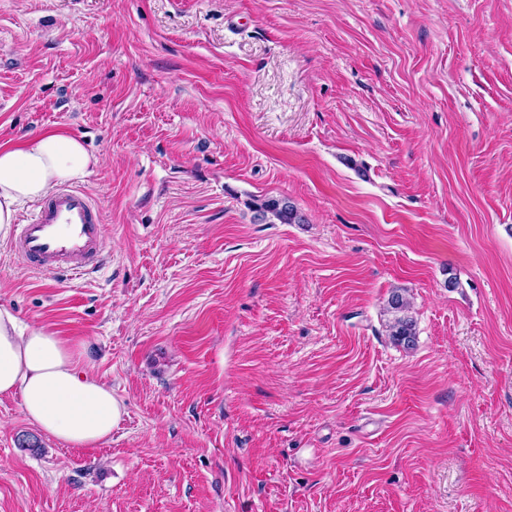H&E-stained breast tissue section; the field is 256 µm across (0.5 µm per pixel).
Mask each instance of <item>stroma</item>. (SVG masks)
Masks as SVG:
<instances>
[{"label": "stroma", "mask_w": 512, "mask_h": 512, "mask_svg": "<svg viewBox=\"0 0 512 512\" xmlns=\"http://www.w3.org/2000/svg\"><path fill=\"white\" fill-rule=\"evenodd\" d=\"M50 127L103 261L0 243V305L125 415L0 396V512H512V0H0V144ZM256 208L271 223H275L271 220H277L281 224H293L299 218L295 207L285 199L268 198ZM410 309L411 301L405 293L393 290L387 301V311L396 313L394 321L388 325L390 336L406 347L413 346L416 336V322L408 316Z\"/></svg>", "instance_id": "stroma-1"}]
</instances>
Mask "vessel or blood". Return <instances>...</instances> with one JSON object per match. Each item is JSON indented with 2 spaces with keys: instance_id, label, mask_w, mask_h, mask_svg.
I'll return each mask as SVG.
<instances>
[{
  "instance_id": "1",
  "label": "vessel or blood",
  "mask_w": 512,
  "mask_h": 512,
  "mask_svg": "<svg viewBox=\"0 0 512 512\" xmlns=\"http://www.w3.org/2000/svg\"><path fill=\"white\" fill-rule=\"evenodd\" d=\"M104 250L94 203L83 191L68 187L36 205L21 225L15 247L20 260L47 275L79 273L96 264Z\"/></svg>"
}]
</instances>
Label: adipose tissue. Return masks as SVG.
Listing matches in <instances>:
<instances>
[{"label": "adipose tissue", "instance_id": "ef3b65f1", "mask_svg": "<svg viewBox=\"0 0 512 512\" xmlns=\"http://www.w3.org/2000/svg\"><path fill=\"white\" fill-rule=\"evenodd\" d=\"M98 160L69 132L49 128L0 145V241L21 205L83 180ZM0 395L20 396L28 422L93 452L120 423L125 407L86 364L83 345L0 306Z\"/></svg>", "mask_w": 512, "mask_h": 512}]
</instances>
